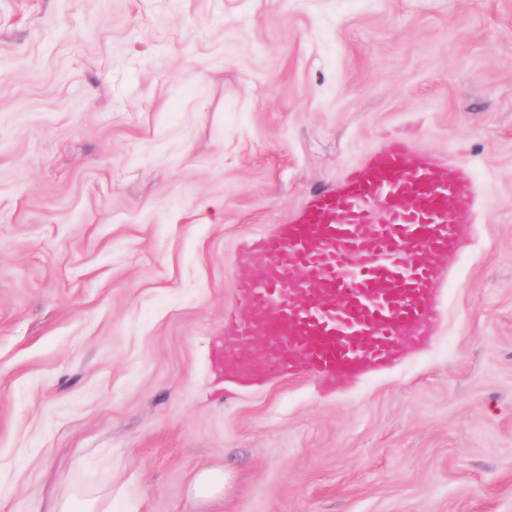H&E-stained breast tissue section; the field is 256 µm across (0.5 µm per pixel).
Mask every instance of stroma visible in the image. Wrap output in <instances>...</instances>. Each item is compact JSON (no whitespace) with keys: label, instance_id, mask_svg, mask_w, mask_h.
I'll list each match as a JSON object with an SVG mask.
<instances>
[{"label":"stroma","instance_id":"1","mask_svg":"<svg viewBox=\"0 0 512 512\" xmlns=\"http://www.w3.org/2000/svg\"><path fill=\"white\" fill-rule=\"evenodd\" d=\"M402 134L475 176L430 342L225 381L243 244ZM89 497L512 512V0H0V512ZM223 487V474L216 470L201 471L194 478L192 486L194 497L203 500L214 497Z\"/></svg>","mask_w":512,"mask_h":512}]
</instances>
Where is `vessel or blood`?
Instances as JSON below:
<instances>
[{
    "label": "vessel or blood",
    "instance_id": "1",
    "mask_svg": "<svg viewBox=\"0 0 512 512\" xmlns=\"http://www.w3.org/2000/svg\"><path fill=\"white\" fill-rule=\"evenodd\" d=\"M474 174L405 141L371 153L336 188L244 248L254 277L224 316L226 368L241 381L305 371L336 387L385 370L427 342L442 285L468 234L460 220ZM271 337L263 356L252 337Z\"/></svg>",
    "mask_w": 512,
    "mask_h": 512
}]
</instances>
